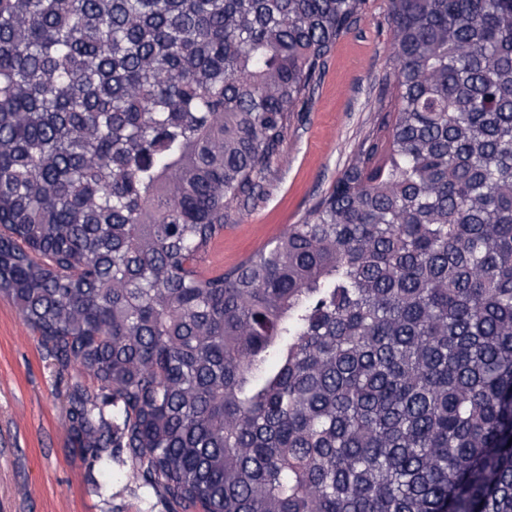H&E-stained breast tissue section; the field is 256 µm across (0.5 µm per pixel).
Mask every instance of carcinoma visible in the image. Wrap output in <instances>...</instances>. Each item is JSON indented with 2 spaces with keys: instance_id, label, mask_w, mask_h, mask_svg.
<instances>
[{
  "instance_id": "carcinoma-1",
  "label": "carcinoma",
  "mask_w": 512,
  "mask_h": 512,
  "mask_svg": "<svg viewBox=\"0 0 512 512\" xmlns=\"http://www.w3.org/2000/svg\"><path fill=\"white\" fill-rule=\"evenodd\" d=\"M366 6L0 0V295L181 512H512V0H386L332 190L197 269Z\"/></svg>"
}]
</instances>
